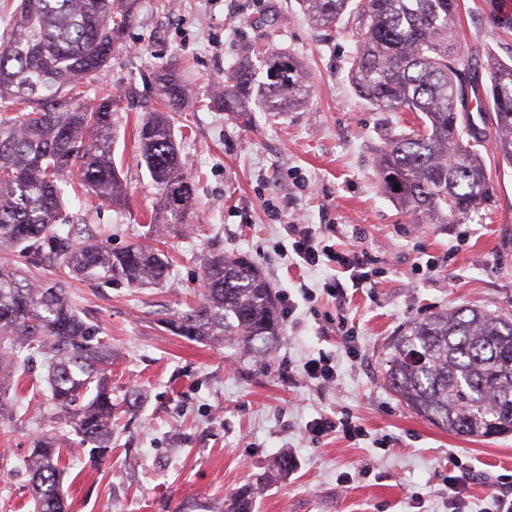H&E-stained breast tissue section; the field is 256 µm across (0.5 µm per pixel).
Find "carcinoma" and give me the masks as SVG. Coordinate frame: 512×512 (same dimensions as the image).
<instances>
[{
	"instance_id": "carcinoma-1",
	"label": "carcinoma",
	"mask_w": 512,
	"mask_h": 512,
	"mask_svg": "<svg viewBox=\"0 0 512 512\" xmlns=\"http://www.w3.org/2000/svg\"><path fill=\"white\" fill-rule=\"evenodd\" d=\"M504 31L512 12L484 0ZM312 24L355 43L348 77L380 112H410L417 127L386 139L376 160L383 192L430 224H465L493 202L482 148L491 126L493 148L512 166V55L487 56L486 74L464 59L456 41L457 0H301ZM134 19L124 0H19L0 46V250L17 249L36 266L51 263L63 279L131 288L166 280L167 257L133 244L114 251L112 228L81 235L87 216L66 214L61 184L80 185L112 205L125 197L114 158L112 108L99 85L114 48ZM265 68L270 82L255 85ZM226 112H246L256 99L267 112L306 107L311 86L291 56L257 49L220 81ZM172 108L184 95L178 80L160 86ZM138 130V164L159 195L151 224L187 228L194 199L170 113L147 100ZM69 226L59 234L58 226ZM201 302L171 321L189 340L221 342L258 360L281 331L276 296L245 256L210 251L202 259ZM40 358L47 370L42 417L64 419L69 434L32 436L26 469L34 512H66V458L91 446L101 459L112 445V342L97 335L66 289L47 288L0 266V419L20 410L9 383ZM385 379L416 415L450 433L486 438L512 433V317L454 307L405 324L389 346ZM222 512H252L244 493Z\"/></svg>"
}]
</instances>
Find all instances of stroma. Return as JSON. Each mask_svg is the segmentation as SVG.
Returning a JSON list of instances; mask_svg holds the SVG:
<instances>
[{"mask_svg": "<svg viewBox=\"0 0 512 512\" xmlns=\"http://www.w3.org/2000/svg\"><path fill=\"white\" fill-rule=\"evenodd\" d=\"M459 45L469 60L512 54V37L484 0H459ZM292 54L312 95L298 112H227L211 95L253 46ZM349 34L312 26L299 0H137L135 19L100 80L135 87L112 116L114 157L126 200L113 206L67 192L69 211L112 227V249L139 243L169 257L163 287L67 283L82 318L110 337L112 448L101 462L82 457L63 479L69 512H221L238 491L254 512H448L454 462L475 470L463 496L468 512H493L491 494L512 484V434L485 440L448 434L415 415L384 383V358L399 329L433 311L477 305L512 313V167L484 149L496 202L470 224H421L380 189L375 155L388 130H409V112H378L360 99L347 72ZM190 89L175 124L180 157L195 185L190 233L148 232L157 194L136 160L145 100L166 74ZM310 224L336 251H359L375 287L331 297L335 263L292 262L286 229ZM244 254L290 307L274 353L256 362L221 344L190 341L167 327L198 304L200 257L210 248ZM355 331L351 343L338 320ZM331 361L335 385L303 372ZM46 371L33 363L14 392L26 422H0V512H33L22 459L39 419ZM352 416L367 431L308 434L307 422ZM292 456L294 472L273 475Z\"/></svg>", "mask_w": 512, "mask_h": 512, "instance_id": "stroma-1", "label": "stroma"}]
</instances>
